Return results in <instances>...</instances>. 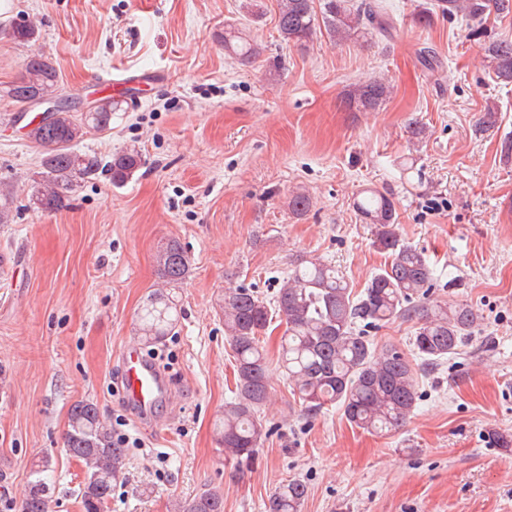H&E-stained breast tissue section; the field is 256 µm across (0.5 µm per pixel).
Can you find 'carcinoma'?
I'll return each instance as SVG.
<instances>
[{
  "mask_svg": "<svg viewBox=\"0 0 512 512\" xmlns=\"http://www.w3.org/2000/svg\"><path fill=\"white\" fill-rule=\"evenodd\" d=\"M434 10L468 22L480 21L492 12L512 13V0H435L433 8L415 16V23L429 26ZM320 27L338 42L368 41L391 35L395 22L381 0H278L277 29L284 42L304 46ZM483 50L485 67L496 81L512 84V38L494 37L484 43ZM224 51L243 65L261 54L257 44L232 27L224 30ZM59 88L56 63L31 53L8 95L22 104L55 103ZM390 95L391 85L378 78L349 86L342 101L350 112H373ZM111 124L112 98L104 97L93 112L75 115L61 107L44 114L28 130V138L44 149L31 192L35 208L48 213L65 209L78 181L98 173H109L116 186L133 177L141 166V155L134 149L120 151L105 163L94 153L76 149L87 129L103 131ZM353 207L372 227L374 245L388 254V261L360 294L353 293L336 266L318 258L295 267L271 301L242 286L224 289L219 307L236 368L234 396L215 422L216 442L225 458L238 462L252 458L268 434L261 418L270 397L268 353L262 337L273 318L285 324L278 362L301 407L318 412L338 405L351 424L381 436L402 427L416 407L417 379L402 351L393 346L376 349L366 330L396 319L417 320L412 345L430 368L457 354L474 331L477 315L468 303L429 300L434 268L422 252L400 240L391 199L369 189L354 199ZM156 264L161 285L146 297L139 311L138 336L146 346L173 334L181 314L175 289L192 268L189 253L175 238L160 247ZM65 441L66 451L85 470L79 491L83 512H100L112 498L113 486L123 478L127 449L114 442L111 428L89 399L71 406ZM49 468L47 457L32 463L21 512H48L52 498L46 475ZM307 495L305 482L289 479L272 493L267 512H301ZM178 509L224 512V497L207 490L178 504Z\"/></svg>",
  "mask_w": 512,
  "mask_h": 512,
  "instance_id": "1",
  "label": "carcinoma"
}]
</instances>
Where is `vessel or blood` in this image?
Returning <instances> with one entry per match:
<instances>
[{
    "instance_id": "vessel-or-blood-1",
    "label": "vessel or blood",
    "mask_w": 512,
    "mask_h": 512,
    "mask_svg": "<svg viewBox=\"0 0 512 512\" xmlns=\"http://www.w3.org/2000/svg\"><path fill=\"white\" fill-rule=\"evenodd\" d=\"M120 366L119 388L127 405L139 417L151 416L156 406L171 394L168 378L137 346L124 348Z\"/></svg>"
}]
</instances>
